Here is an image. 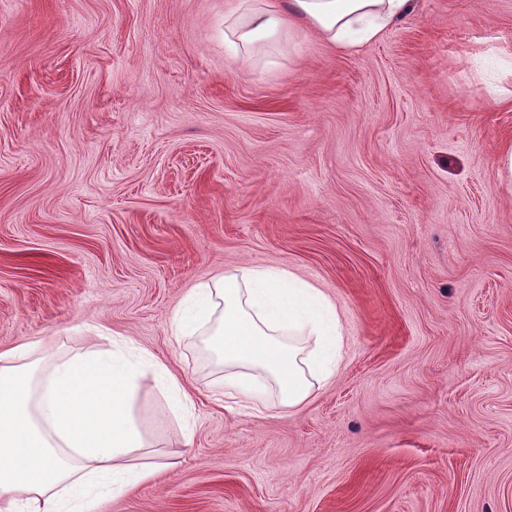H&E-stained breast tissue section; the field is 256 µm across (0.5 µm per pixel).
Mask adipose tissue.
<instances>
[{"label":"adipose tissue","instance_id":"ef3b65f1","mask_svg":"<svg viewBox=\"0 0 512 512\" xmlns=\"http://www.w3.org/2000/svg\"><path fill=\"white\" fill-rule=\"evenodd\" d=\"M415 0H238L226 37L248 50L284 29L309 27L329 43L352 30L362 42L409 16ZM212 329L210 347L224 363L225 394L259 404L272 394L282 408L306 403L341 360L342 326L320 289L284 269L245 267L198 285L175 322L181 335ZM112 353L77 352L38 370V343L0 353V494L24 512H97L100 502L152 479L141 463L146 442L132 412L137 384L164 376L174 412L194 403L161 363Z\"/></svg>","mask_w":512,"mask_h":512}]
</instances>
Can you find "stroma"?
I'll use <instances>...</instances> for the list:
<instances>
[{
  "instance_id": "35a3bbf8",
  "label": "stroma",
  "mask_w": 512,
  "mask_h": 512,
  "mask_svg": "<svg viewBox=\"0 0 512 512\" xmlns=\"http://www.w3.org/2000/svg\"><path fill=\"white\" fill-rule=\"evenodd\" d=\"M233 0H0V352L131 339L154 479L98 512H512V0H417L362 50L224 42ZM245 265L344 327L299 409L230 411L192 288ZM497 175L501 185L512 192V142L503 143L496 154Z\"/></svg>"
}]
</instances>
